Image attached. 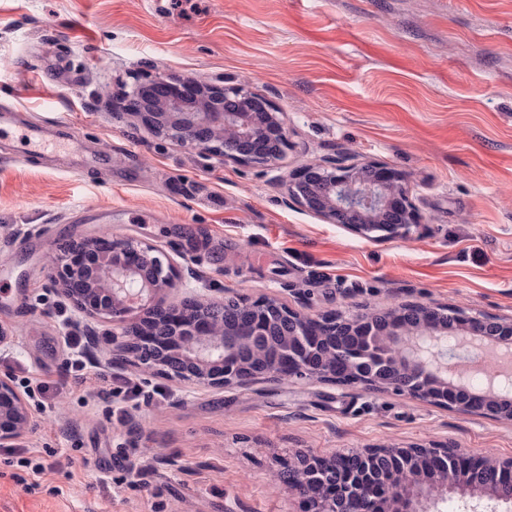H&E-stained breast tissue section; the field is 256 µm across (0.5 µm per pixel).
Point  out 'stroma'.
I'll list each match as a JSON object with an SVG mask.
<instances>
[{"label": "stroma", "mask_w": 512, "mask_h": 512, "mask_svg": "<svg viewBox=\"0 0 512 512\" xmlns=\"http://www.w3.org/2000/svg\"><path fill=\"white\" fill-rule=\"evenodd\" d=\"M153 76L245 85L278 107L288 150L242 165L155 133L124 101ZM1 114L0 372L50 388L20 441L44 471L0 451V512H305L279 481L302 455L512 456V420L393 390L216 388L112 361L111 323L44 268L109 231L178 267L163 307L191 288L313 317L417 302L512 319V0H0ZM335 157L407 174L420 223L371 241L306 211L291 174ZM73 333L98 336L94 372L135 395L63 378Z\"/></svg>", "instance_id": "stroma-1"}]
</instances>
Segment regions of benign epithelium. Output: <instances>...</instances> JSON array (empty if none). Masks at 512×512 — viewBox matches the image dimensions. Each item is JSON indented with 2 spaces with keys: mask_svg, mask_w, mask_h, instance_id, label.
Masks as SVG:
<instances>
[{
  "mask_svg": "<svg viewBox=\"0 0 512 512\" xmlns=\"http://www.w3.org/2000/svg\"><path fill=\"white\" fill-rule=\"evenodd\" d=\"M129 97L134 111L154 130L184 144L216 152L243 164L272 165L288 147V128L275 107L260 95L239 85L219 86L193 79L171 81L157 78L133 87ZM293 199L330 224H342L371 238L402 236L419 222L409 199L405 175L374 164H345L324 159L297 172L289 184ZM156 249L131 238L98 233L69 240L49 266V281L58 293L80 312L102 317L115 326L112 343L124 359L150 373L167 374L160 363L146 359L159 351L186 363L174 377L210 387L248 384L258 377L272 379L274 370L253 372L238 358L239 352L269 335V319L256 320L250 335L216 326L206 311L220 305L192 295L167 308L152 306L157 292L173 286L174 265L164 264ZM86 287L77 290L75 282ZM259 307L277 309L286 323L281 352L293 359L304 376L336 381L327 365L311 366L307 349L314 318L272 298L254 301ZM139 308L148 318L130 333L125 315ZM439 307L422 303H399L383 312L387 327L371 329L375 312L365 310L343 317L346 325L364 335L365 356L375 361L394 359L383 375H361L352 379L372 389H393L432 402L434 391L454 390L463 394L455 405L467 412L483 413L471 405L486 402L512 403V336L501 337L504 321L483 319L484 328L471 326L473 316L463 313L452 326L433 319ZM30 420L23 396L8 374L0 375V447L14 448L29 430ZM375 454L399 462L405 481L400 490L374 488L357 482L356 512H431L430 507L452 495L470 512H498L512 507V458L476 457L456 445L411 448H353L325 457L303 456L295 469L300 474L290 492L304 498L309 512H344L331 495H316L309 481L316 479L337 486L342 473L333 461L362 460ZM478 469L491 470L493 482L478 486L467 482Z\"/></svg>",
  "mask_w": 512,
  "mask_h": 512,
  "instance_id": "7a95c632",
  "label": "benign epithelium"
}]
</instances>
